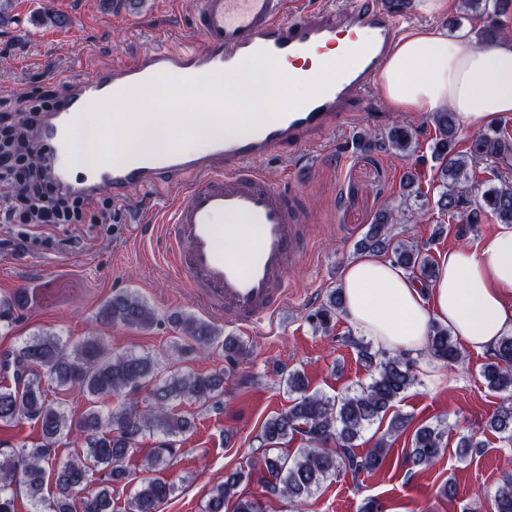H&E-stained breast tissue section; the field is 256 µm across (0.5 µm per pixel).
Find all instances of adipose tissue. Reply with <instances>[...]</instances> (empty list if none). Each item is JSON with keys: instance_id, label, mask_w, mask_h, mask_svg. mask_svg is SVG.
Wrapping results in <instances>:
<instances>
[{"instance_id": "1", "label": "adipose tissue", "mask_w": 512, "mask_h": 512, "mask_svg": "<svg viewBox=\"0 0 512 512\" xmlns=\"http://www.w3.org/2000/svg\"><path fill=\"white\" fill-rule=\"evenodd\" d=\"M338 44L322 48L332 69L313 78L282 84L275 72L243 62L234 81L242 110L261 119L282 100H307L344 69L348 56ZM384 100L395 112L455 113L465 130L477 133L512 114V39L469 45L465 33L414 30L393 46L379 74ZM344 314L360 335L378 349L403 350L431 364L427 336L432 323L446 326L468 351L494 350L512 335V225L501 226L482 252L450 250L429 287L384 256L368 253L344 269Z\"/></svg>"}]
</instances>
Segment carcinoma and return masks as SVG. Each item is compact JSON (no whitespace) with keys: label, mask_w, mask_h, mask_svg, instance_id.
<instances>
[{"label":"carcinoma","mask_w":512,"mask_h":512,"mask_svg":"<svg viewBox=\"0 0 512 512\" xmlns=\"http://www.w3.org/2000/svg\"><path fill=\"white\" fill-rule=\"evenodd\" d=\"M435 141L432 158L439 163L438 176L442 188L435 205L439 210L459 219L461 224H479L489 212L502 224H512V183L502 181L484 190L476 206L466 205L459 185L470 180L469 168L482 161L498 158L512 146L486 136L474 141L472 152L456 150L458 127L452 112L432 113ZM417 131L404 125H393L386 136L369 133L360 136L359 145L369 151H391L410 154ZM401 195L409 200L421 195L419 176L408 171L404 175ZM394 210L381 211L368 230L364 248L383 251L392 248L396 263L424 281L436 277L432 258L415 244L392 243ZM21 302L17 296L0 297V323L14 324L19 319ZM343 311L342 291L337 289L328 301L308 315L314 331L327 332L336 314ZM103 325L151 328L161 321L158 313L139 296L122 292L112 296L98 311ZM174 323L186 346L197 354H207L219 342V333L210 325L189 314H179ZM364 367L372 372L371 382L357 390L328 397L309 391L307 378L298 371L288 374L289 392L296 395L288 410L268 419L257 436V467L253 475L270 493L289 501L295 512L309 506L326 480L349 474L355 478L385 465L391 438L406 429L399 416L391 418L386 436L366 453L359 454L354 441L375 421L383 420L393 403L416 381L415 362L403 353L372 350L350 337ZM428 348L436 359L450 365H462L465 353L455 342L448 327L434 324L428 334ZM44 370L58 388L77 389L87 397L90 406L73 419L61 405L48 400L41 388L38 370ZM0 372L11 375L13 386L0 387V425L21 421L40 425L41 444L18 451L0 453V512H17L16 488L24 489L32 512H110L112 502L104 483L126 474L124 463L140 436L159 435L157 446L146 455L148 472L163 469L169 457L177 452V437L188 428V421L172 411L170 403L189 398L223 407L220 388L224 372L211 374L180 373L165 367L151 353L112 352L102 336H89L70 346L53 332H41L26 339L19 347L0 353ZM489 390L512 396V336L502 337L492 351L491 362L483 370ZM148 391L150 402L139 406L137 395ZM121 398L107 413L97 409L96 400ZM490 426L512 442V403L500 407ZM77 433L74 442L81 447L67 462L56 463L52 455L59 441ZM300 435L305 446L293 454L272 455L270 450L288 444V437ZM444 432L431 425L416 428L408 457L416 466L434 464L445 451ZM99 474L103 487L76 497ZM243 478L240 472L217 484L202 512H224V505L234 498ZM56 494L47 498L49 484ZM174 485L160 477H150L129 503L130 512H158L159 505L169 499ZM492 505L494 512H512V476L498 485Z\"/></svg>","instance_id":"obj_1"}]
</instances>
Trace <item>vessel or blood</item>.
Listing matches in <instances>:
<instances>
[{
  "mask_svg": "<svg viewBox=\"0 0 512 512\" xmlns=\"http://www.w3.org/2000/svg\"><path fill=\"white\" fill-rule=\"evenodd\" d=\"M192 28L204 43L194 49L178 29L157 35L153 45L78 80L62 107L48 113L42 142L67 158L70 134L90 112H100L91 178L76 179L66 167L55 175L61 186L82 195L104 187L113 202L139 190L161 200L146 237H159L171 275L192 289L212 312L241 329L272 320L287 299L283 280L289 262L304 253L300 213L293 197L271 184L262 162L296 149H317L363 109L381 64L402 31L401 22L381 0H349L344 7L300 8L297 0H199ZM368 34L350 65L306 101L276 111L261 122L244 119L241 97L230 92L209 101L201 118L218 134L208 152H190L182 142L193 128L182 113L170 115L165 148L143 152L115 141L112 132H133L136 115L110 112L112 98L137 88L164 87L172 80L192 85L204 78L214 85L232 79L249 59L277 69L313 58L321 45L344 35ZM239 125L226 136L225 124ZM247 243L245 253L226 250L224 240Z\"/></svg>",
  "mask_w": 512,
  "mask_h": 512,
  "instance_id": "obj_1",
  "label": "vessel or blood"
}]
</instances>
